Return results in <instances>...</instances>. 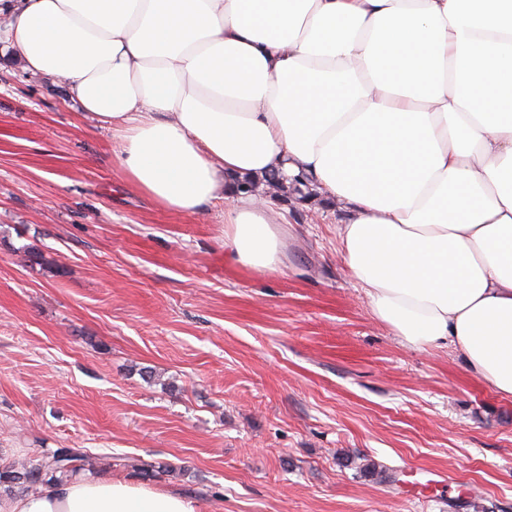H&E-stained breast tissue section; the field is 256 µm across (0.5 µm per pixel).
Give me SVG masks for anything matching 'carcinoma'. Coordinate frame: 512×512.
<instances>
[{
  "label": "carcinoma",
  "mask_w": 512,
  "mask_h": 512,
  "mask_svg": "<svg viewBox=\"0 0 512 512\" xmlns=\"http://www.w3.org/2000/svg\"><path fill=\"white\" fill-rule=\"evenodd\" d=\"M266 183L285 193L303 194L305 183L290 184L271 174ZM86 455L77 448H57L43 453L35 461H9L0 466V493L29 492L48 481H60L84 470Z\"/></svg>",
  "instance_id": "cac0c4a2"
}]
</instances>
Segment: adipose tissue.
<instances>
[{"label":"adipose tissue","mask_w":512,"mask_h":512,"mask_svg":"<svg viewBox=\"0 0 512 512\" xmlns=\"http://www.w3.org/2000/svg\"><path fill=\"white\" fill-rule=\"evenodd\" d=\"M0 42L117 132L126 175L236 261L279 270L283 218L231 180L302 178L349 213L374 316L512 396V0H0ZM0 512H201L79 474Z\"/></svg>","instance_id":"ef3b65f1"}]
</instances>
